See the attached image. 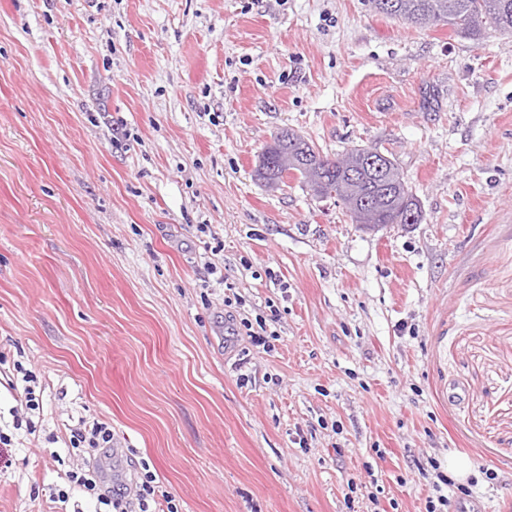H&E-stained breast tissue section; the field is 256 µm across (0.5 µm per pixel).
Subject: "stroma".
I'll return each instance as SVG.
<instances>
[{"label":"stroma","mask_w":512,"mask_h":512,"mask_svg":"<svg viewBox=\"0 0 512 512\" xmlns=\"http://www.w3.org/2000/svg\"><path fill=\"white\" fill-rule=\"evenodd\" d=\"M394 159L417 224L255 175L281 130ZM216 272H209V265ZM22 363L37 377L25 405ZM0 512H512V33L367 0H0ZM471 472L449 478L448 456ZM67 448L83 451V449L93 452L99 448H111L112 429L106 422H93L91 425L82 423V427L70 429ZM90 452L89 453L90 455ZM87 468V469H86ZM69 489H77L87 494L90 499H95L97 504L112 505L113 512H128V502L125 501L127 488H114L105 486L104 481L94 468L88 465L76 468L65 474ZM145 473H140L138 476L139 480L136 484L137 493L136 500L138 503L139 512H179L175 503H173L174 499L171 496H168L164 493L161 494L163 501L166 503V510L163 508L162 502H160L156 497L158 496L156 493V488L159 486L154 485L156 481V476L153 472L149 470V467H144ZM155 504V510L150 509V502ZM158 509V510H156Z\"/></svg>","instance_id":"stroma-1"}]
</instances>
